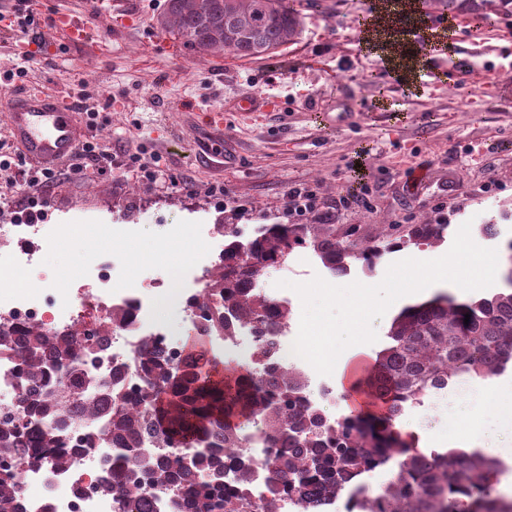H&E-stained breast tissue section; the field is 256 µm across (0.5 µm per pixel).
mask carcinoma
<instances>
[{"label": "carcinoma", "mask_w": 512, "mask_h": 512, "mask_svg": "<svg viewBox=\"0 0 512 512\" xmlns=\"http://www.w3.org/2000/svg\"><path fill=\"white\" fill-rule=\"evenodd\" d=\"M428 2L443 16L469 14L479 25L492 23L499 11L512 12V0ZM159 24L192 54L248 60L274 55L301 26L291 0H166ZM443 230L441 224H381L368 238L360 224H273L259 239L224 248V267L210 273L206 288L217 305L205 306L204 317L214 318L222 308L231 313L215 318L224 334L251 325L262 336L286 324L290 312L251 282L296 248L312 246L341 274L349 259L369 264L394 246H434ZM389 337L370 379L373 395L388 404L387 415L348 414L332 423L309 402L304 373L242 367L226 384L213 378L200 353L172 367L141 351L145 377L137 393L105 386L91 394L80 373H59L62 362L92 355L80 332L49 336L31 327L20 351L21 372L50 389L24 396L22 409L49 420L32 436L1 422L0 459L25 442L31 461L66 469L70 456L59 451L62 415L73 405L98 427L99 439L116 445L106 488L121 492L125 512H153L144 497L149 490L163 493L171 512H281L284 496L294 499L297 512H306L310 489L334 496L350 478L389 458L396 462L392 481L360 500L355 512H512V497L494 490L502 471L498 459L464 448L417 452L394 425L406 404L447 387L461 373L488 379L512 367V291L479 300L437 295L403 309ZM48 350L55 354L54 367ZM250 424L252 431L246 430ZM175 439L190 449L188 459L160 458L142 448L145 441L166 448ZM260 441L270 452L258 464L241 449ZM19 488L18 474L1 468L0 512H17Z\"/></svg>", "instance_id": "1"}]
</instances>
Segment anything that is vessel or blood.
<instances>
[{
    "instance_id": "1",
    "label": "vessel or blood",
    "mask_w": 512,
    "mask_h": 512,
    "mask_svg": "<svg viewBox=\"0 0 512 512\" xmlns=\"http://www.w3.org/2000/svg\"><path fill=\"white\" fill-rule=\"evenodd\" d=\"M11 130L27 155L42 164L67 159L80 134L71 110L40 90L20 93L9 103Z\"/></svg>"
}]
</instances>
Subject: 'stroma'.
<instances>
[{
	"instance_id": "stroma-1",
	"label": "stroma",
	"mask_w": 512,
	"mask_h": 512,
	"mask_svg": "<svg viewBox=\"0 0 512 512\" xmlns=\"http://www.w3.org/2000/svg\"><path fill=\"white\" fill-rule=\"evenodd\" d=\"M113 0H39L42 42L33 57L18 29H0V73L22 68L16 86L51 94L85 90L95 133L112 156L93 178L63 172L43 223L59 225L44 248V275L17 267L15 288L45 280L66 288L95 262L118 255L126 281H176L205 249L201 224L288 223L289 186L306 184L317 209L307 224L446 225L442 250L470 223L480 246L505 254L512 239V14L493 24L454 21L452 46L431 48L434 66L466 59L472 80L417 76L407 91L381 58L360 46V23L377 0H294L302 32L272 57L189 54L157 19L165 0H130V15L110 28ZM59 16L83 17L85 43L54 28ZM253 92L274 101L269 112H225L218 163L197 147L210 138L211 111ZM157 155L164 182L145 184L127 165L136 147ZM364 157L368 195L349 181ZM496 224L497 237L483 227ZM447 392L407 405L396 425L417 450L433 444L417 424L448 426Z\"/></svg>"
}]
</instances>
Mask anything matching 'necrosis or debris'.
I'll list each match as a JSON object with an SVG mask.
<instances>
[{
	"mask_svg": "<svg viewBox=\"0 0 512 512\" xmlns=\"http://www.w3.org/2000/svg\"><path fill=\"white\" fill-rule=\"evenodd\" d=\"M55 227L51 224H1L0 225V274L23 266L32 271L42 268V243L49 240ZM208 248L200 257V269H189L183 276L184 289L172 290L167 281L149 279L140 286L125 288V276L120 259L98 262L77 283L56 291L41 289L33 294L23 288H0V328L9 330L15 345H23L26 327L36 326L51 336H60L77 326L98 323L112 308L131 310L133 320L129 326L93 336L90 345L94 350L92 361L77 362L76 367L86 379L105 378L122 386L128 393H135L141 384L138 350L149 345L177 367L183 364L187 352L172 338V329L162 327L147 330L152 306L162 303L173 311L177 323H189L197 334H209L220 339L224 351L244 363L256 360L258 338L249 326L236 327L229 336L218 331H206L198 305L201 301L199 270H212L224 262V237L222 225L204 227ZM68 426L63 442L72 448L74 455L70 466L62 471L48 467L26 465V448H19L17 461L23 462L21 490L18 506L21 512H43L44 504H51L52 512H123L117 493L102 489L103 476L110 451L106 443L92 440V431L77 408H69ZM389 465L365 471L348 482L336 497L314 492L309 496V512H343L348 498L360 488L376 490L389 481Z\"/></svg>",
	"mask_w": 512,
	"mask_h": 512,
	"instance_id": "1",
	"label": "necrosis or debris"
}]
</instances>
